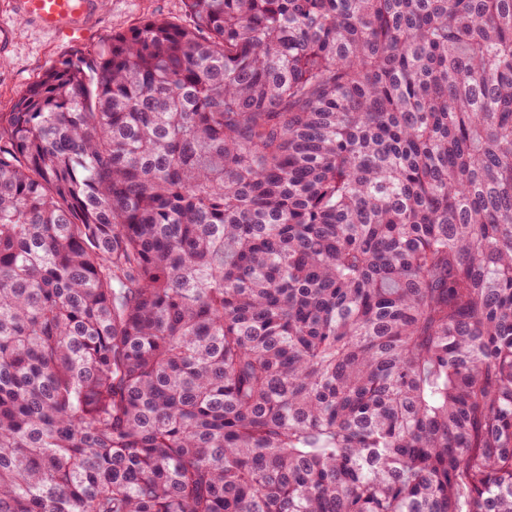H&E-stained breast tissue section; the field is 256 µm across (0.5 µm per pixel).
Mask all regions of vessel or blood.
<instances>
[{
  "instance_id": "b4317fda",
  "label": "vessel or blood",
  "mask_w": 512,
  "mask_h": 512,
  "mask_svg": "<svg viewBox=\"0 0 512 512\" xmlns=\"http://www.w3.org/2000/svg\"><path fill=\"white\" fill-rule=\"evenodd\" d=\"M99 0H17L19 14L55 34L82 32Z\"/></svg>"
}]
</instances>
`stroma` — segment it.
Returning <instances> with one entry per match:
<instances>
[{"label": "stroma", "mask_w": 512, "mask_h": 512, "mask_svg": "<svg viewBox=\"0 0 512 512\" xmlns=\"http://www.w3.org/2000/svg\"><path fill=\"white\" fill-rule=\"evenodd\" d=\"M153 17L183 22L182 0H105L87 33L77 39L43 31L16 13L14 0H0V23L11 29L8 43L0 48V112L13 111L29 87L62 58L106 43L112 34Z\"/></svg>", "instance_id": "stroma-1"}]
</instances>
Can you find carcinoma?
Wrapping results in <instances>:
<instances>
[{
    "mask_svg": "<svg viewBox=\"0 0 512 512\" xmlns=\"http://www.w3.org/2000/svg\"><path fill=\"white\" fill-rule=\"evenodd\" d=\"M0 113V512H512V0H183Z\"/></svg>",
    "mask_w": 512,
    "mask_h": 512,
    "instance_id": "carcinoma-1",
    "label": "carcinoma"
}]
</instances>
